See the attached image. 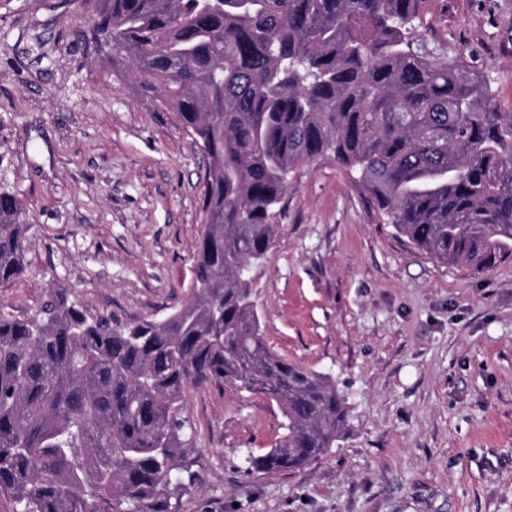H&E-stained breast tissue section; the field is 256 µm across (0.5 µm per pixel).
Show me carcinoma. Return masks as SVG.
Returning a JSON list of instances; mask_svg holds the SVG:
<instances>
[{
  "mask_svg": "<svg viewBox=\"0 0 512 512\" xmlns=\"http://www.w3.org/2000/svg\"><path fill=\"white\" fill-rule=\"evenodd\" d=\"M95 43L158 93L209 158L191 298L122 324L54 289L0 308V504L8 512H177L193 484L191 385L277 404L284 434L252 470L301 468L344 422L329 376L263 336L246 273L289 177L331 153L388 223L477 272L512 255V109L458 58L422 48L426 0H66ZM31 225L0 174V282Z\"/></svg>",
  "mask_w": 512,
  "mask_h": 512,
  "instance_id": "cac0c4a2",
  "label": "carcinoma"
}]
</instances>
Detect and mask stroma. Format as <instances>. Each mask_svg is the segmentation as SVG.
Returning <instances> with one entry per match:
<instances>
[{
  "instance_id": "obj_1",
  "label": "stroma",
  "mask_w": 512,
  "mask_h": 512,
  "mask_svg": "<svg viewBox=\"0 0 512 512\" xmlns=\"http://www.w3.org/2000/svg\"><path fill=\"white\" fill-rule=\"evenodd\" d=\"M67 0H0V160L32 226L20 316L50 289L121 323L191 296L209 160L158 96L112 73ZM431 50L512 104V0H426ZM273 245L248 273L269 345L331 377L333 448L263 474L283 434L264 396L186 394L197 481L180 512H512V257L477 272L388 224L333 156L289 178Z\"/></svg>"
}]
</instances>
